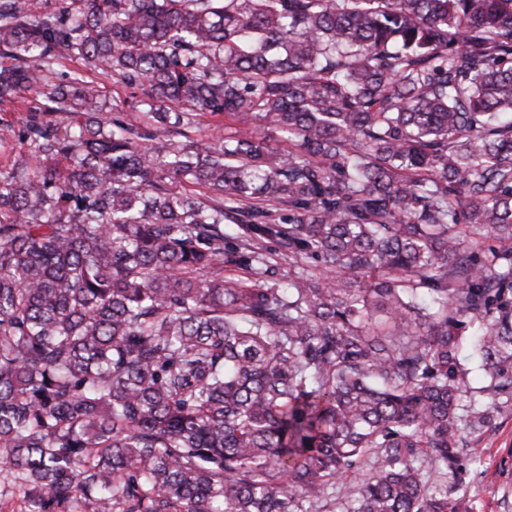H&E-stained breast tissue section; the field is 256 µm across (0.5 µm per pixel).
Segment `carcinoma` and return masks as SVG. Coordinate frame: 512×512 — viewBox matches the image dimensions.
I'll list each match as a JSON object with an SVG mask.
<instances>
[{"label":"carcinoma","mask_w":512,"mask_h":512,"mask_svg":"<svg viewBox=\"0 0 512 512\" xmlns=\"http://www.w3.org/2000/svg\"><path fill=\"white\" fill-rule=\"evenodd\" d=\"M31 2L0 0L26 512H459L424 469L512 411V0ZM98 84L103 91V94L107 96V98L112 103H120L123 106L124 101H135L137 99L131 98V93L134 90L125 87L123 84L118 83L115 79H111L110 77H99L97 79ZM26 100V105L21 103L0 104V124H11L18 131L28 116V112H25V108L35 103L32 96L29 94Z\"/></svg>","instance_id":"1"}]
</instances>
